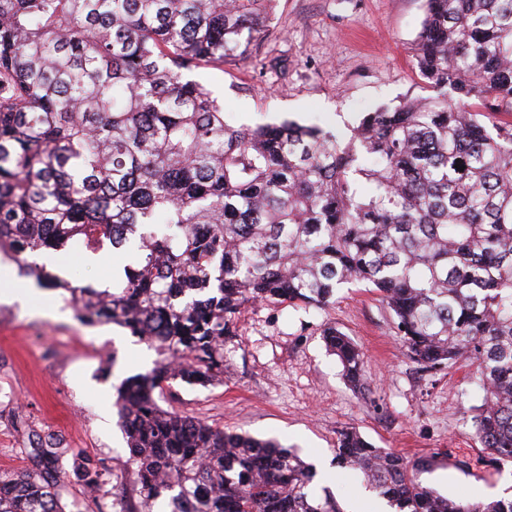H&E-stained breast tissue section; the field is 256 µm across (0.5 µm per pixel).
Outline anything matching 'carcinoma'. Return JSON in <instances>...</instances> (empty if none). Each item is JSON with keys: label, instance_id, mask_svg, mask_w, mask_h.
Masks as SVG:
<instances>
[{"label": "carcinoma", "instance_id": "obj_1", "mask_svg": "<svg viewBox=\"0 0 512 512\" xmlns=\"http://www.w3.org/2000/svg\"><path fill=\"white\" fill-rule=\"evenodd\" d=\"M274 0H0V254L68 294L78 319L117 324L158 359L113 406L137 505L122 512H344L316 470L272 440L163 409L156 391L224 377V343L255 302L324 310L366 288L428 370L476 366L473 434L512 462V0H426L413 54L433 91L363 113L346 138L285 119L236 127L183 79L245 54ZM464 166V170L455 165ZM110 246L117 283L76 285L32 260ZM343 375L363 358L321 328ZM71 455L100 491L99 459L31 431L26 467L0 473V512L62 503ZM410 462L345 429L336 463L389 512H512V497L448 498Z\"/></svg>", "mask_w": 512, "mask_h": 512}]
</instances>
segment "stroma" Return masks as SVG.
I'll return each instance as SVG.
<instances>
[{"label":"stroma","instance_id":"stroma-1","mask_svg":"<svg viewBox=\"0 0 512 512\" xmlns=\"http://www.w3.org/2000/svg\"><path fill=\"white\" fill-rule=\"evenodd\" d=\"M425 10V0H275L247 54L186 76L223 103L232 125L289 119L345 137L361 113L420 94L412 54ZM42 261L93 285L119 266L108 249L97 260L76 257L67 270L53 256ZM327 322L363 352L365 392L349 386L328 351L320 330ZM224 356L223 381L164 389L162 408L294 448L315 466V487L329 488L345 512L385 508L335 462L337 434L347 427L406 459L434 457L420 480L442 495H512V464L489 467L472 436L482 398L475 365L460 362L436 374L421 369L405 356L385 303L365 289H342L322 312L250 304ZM155 359L153 349L117 325H83L60 291L35 288L25 306L0 302V470L23 468L21 450L34 429L101 460L112 492L89 496L71 484L82 512L137 503L112 403L116 386L150 371Z\"/></svg>","mask_w":512,"mask_h":512}]
</instances>
